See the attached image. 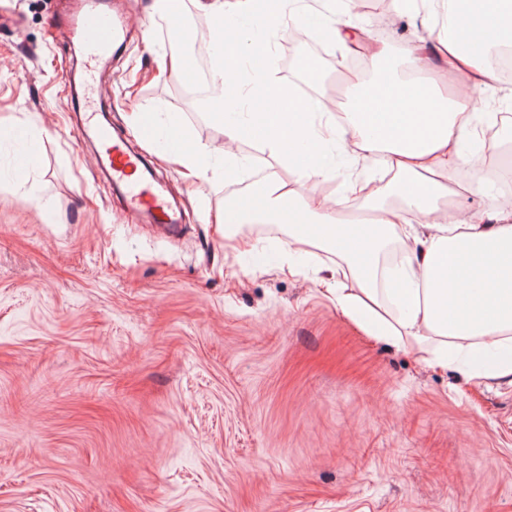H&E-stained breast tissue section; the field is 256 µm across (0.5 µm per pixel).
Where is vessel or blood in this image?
<instances>
[{"label": "vessel or blood", "instance_id": "obj_1", "mask_svg": "<svg viewBox=\"0 0 512 512\" xmlns=\"http://www.w3.org/2000/svg\"><path fill=\"white\" fill-rule=\"evenodd\" d=\"M71 26L86 57L85 127L95 133L106 152L113 186L122 193L129 208L148 211L154 223L162 228L172 227L177 219L169 203L146 175L137 171L142 162L139 149L130 146L125 139L113 137L110 127L99 123L97 118L96 99L100 95V86L96 74L105 57L124 41L131 28L128 19L105 9L103 0H83Z\"/></svg>", "mask_w": 512, "mask_h": 512}]
</instances>
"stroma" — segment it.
I'll list each match as a JSON object with an SVG mask.
<instances>
[{
  "label": "stroma",
  "mask_w": 512,
  "mask_h": 512,
  "mask_svg": "<svg viewBox=\"0 0 512 512\" xmlns=\"http://www.w3.org/2000/svg\"><path fill=\"white\" fill-rule=\"evenodd\" d=\"M153 2L116 0L138 28L100 85L113 131L152 113L214 149L204 181L141 143L179 206L172 239L114 194L77 120L80 0H0V512H512V385L366 336L319 285L334 254L285 273L287 224H220L297 175L251 134L227 143L185 73L159 72L179 18ZM357 20L384 72L408 75L404 46L431 35L398 0ZM278 39L294 61L324 46L322 81L286 83L342 116L322 24Z\"/></svg>",
  "instance_id": "1"
}]
</instances>
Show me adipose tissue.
I'll return each instance as SVG.
<instances>
[{
	"mask_svg": "<svg viewBox=\"0 0 512 512\" xmlns=\"http://www.w3.org/2000/svg\"><path fill=\"white\" fill-rule=\"evenodd\" d=\"M249 39V32H241L224 53V67L212 72L226 138L238 139L245 126L241 116L257 97L278 109L265 113L253 134L267 159L296 166L299 184L324 176L328 150L346 141L361 159L380 157L402 178L401 208L380 206L373 223L349 224V200L372 204L369 181L351 177L343 195L302 198L271 176L254 219H287L288 204L300 199L288 234L294 244L336 255L321 284L342 315L426 365H455L475 382L512 383V210L490 207L452 220L438 205L449 182L473 165L463 141L479 138L483 126L496 120L474 103L472 92L488 73L469 44L439 36L406 49L414 71L434 70L444 80L468 73L469 92L445 96L434 85L388 80L355 96L339 121L321 100L295 96L275 78L272 64L253 67ZM395 239L403 244L402 267L394 288L384 292L377 286L379 259Z\"/></svg>",
	"mask_w": 512,
	"mask_h": 512,
	"instance_id": "obj_1",
	"label": "adipose tissue"
}]
</instances>
